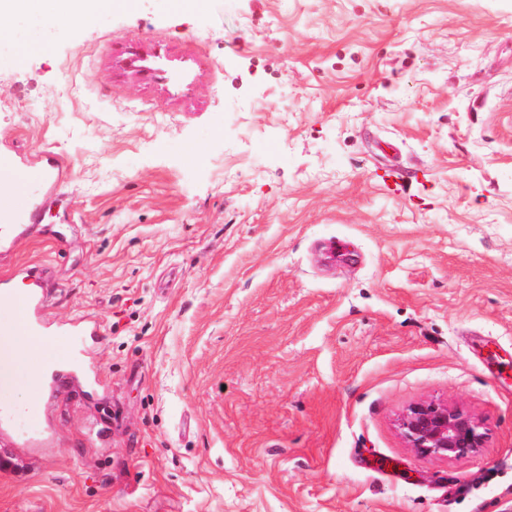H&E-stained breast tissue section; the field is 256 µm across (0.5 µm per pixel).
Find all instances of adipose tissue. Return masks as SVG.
I'll use <instances>...</instances> for the list:
<instances>
[{
	"label": "adipose tissue",
	"instance_id": "1",
	"mask_svg": "<svg viewBox=\"0 0 512 512\" xmlns=\"http://www.w3.org/2000/svg\"><path fill=\"white\" fill-rule=\"evenodd\" d=\"M122 4L123 0H0V18L42 17L57 28L67 29L88 16L111 12ZM27 292V285L15 284L13 297L4 303L11 316L0 323V381L11 386L22 376L28 385H35L49 360L63 355L55 342L27 329L23 300Z\"/></svg>",
	"mask_w": 512,
	"mask_h": 512
}]
</instances>
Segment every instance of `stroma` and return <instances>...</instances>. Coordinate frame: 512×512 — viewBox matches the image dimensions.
<instances>
[{
    "instance_id": "obj_1",
    "label": "stroma",
    "mask_w": 512,
    "mask_h": 512,
    "mask_svg": "<svg viewBox=\"0 0 512 512\" xmlns=\"http://www.w3.org/2000/svg\"><path fill=\"white\" fill-rule=\"evenodd\" d=\"M0 43L62 394L0 512H512V0H137ZM39 40L48 51L21 54ZM177 58L170 95L128 65ZM200 150V159L191 151ZM484 435L411 448L416 404ZM99 331V324L94 320H81L71 323L66 327L60 328L59 333L65 336H71L73 346L77 347L82 344L83 338L87 336L97 335ZM401 426L412 448L422 454L447 459L474 454L484 441L473 416L447 405L411 406L403 416Z\"/></svg>"
}]
</instances>
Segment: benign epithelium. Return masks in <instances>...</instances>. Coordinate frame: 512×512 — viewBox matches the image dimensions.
Masks as SVG:
<instances>
[{
	"label": "benign epithelium",
	"instance_id": "1",
	"mask_svg": "<svg viewBox=\"0 0 512 512\" xmlns=\"http://www.w3.org/2000/svg\"><path fill=\"white\" fill-rule=\"evenodd\" d=\"M401 426L411 447L447 459L474 454L484 441L473 416L447 405H414L403 416Z\"/></svg>",
	"mask_w": 512,
	"mask_h": 512
}]
</instances>
